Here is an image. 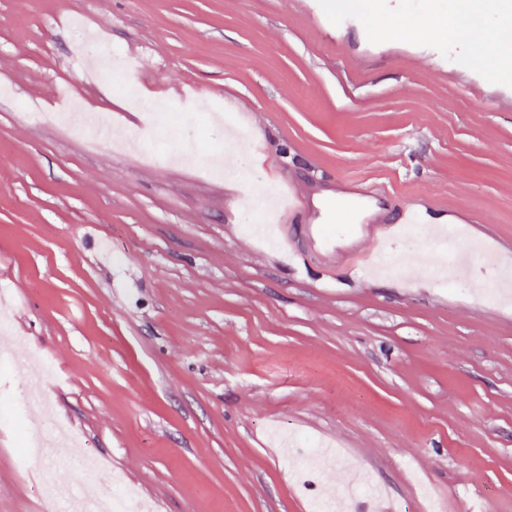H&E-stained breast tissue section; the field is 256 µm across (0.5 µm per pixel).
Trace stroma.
I'll use <instances>...</instances> for the list:
<instances>
[{
  "label": "stroma",
  "instance_id": "stroma-1",
  "mask_svg": "<svg viewBox=\"0 0 512 512\" xmlns=\"http://www.w3.org/2000/svg\"><path fill=\"white\" fill-rule=\"evenodd\" d=\"M427 25L399 16L355 35L336 0H0V294L16 334L0 395L33 358L56 417L153 512H312L272 433L339 450L334 498L369 473L400 512H512V305L413 279L295 266L245 229L266 170L225 185L210 118L225 99L243 150L304 190L356 173L475 207L487 253L512 266V73L487 78L449 52L444 0ZM123 56L128 98L84 82L98 40ZM199 101L192 133L141 151V102ZM72 93L112 116L113 138L37 120ZM199 164L154 161L171 147ZM240 197L232 206L226 193ZM0 419V512H61L78 475L20 458Z\"/></svg>",
  "mask_w": 512,
  "mask_h": 512
}]
</instances>
